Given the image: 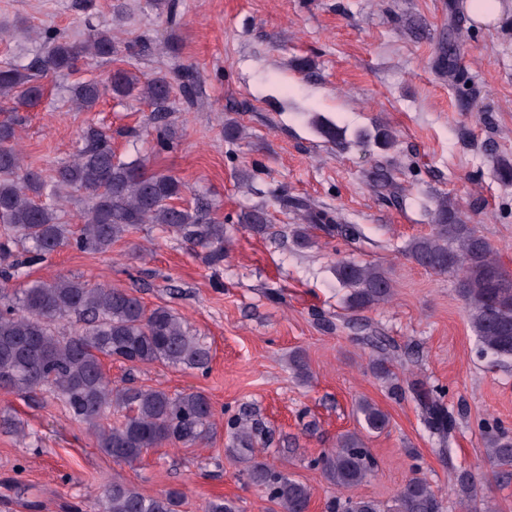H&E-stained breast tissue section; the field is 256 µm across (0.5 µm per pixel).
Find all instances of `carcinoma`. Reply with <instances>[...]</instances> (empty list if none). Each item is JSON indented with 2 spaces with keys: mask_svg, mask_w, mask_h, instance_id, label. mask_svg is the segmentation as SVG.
<instances>
[{
  "mask_svg": "<svg viewBox=\"0 0 512 512\" xmlns=\"http://www.w3.org/2000/svg\"><path fill=\"white\" fill-rule=\"evenodd\" d=\"M39 37L44 52L28 67L0 65V101L29 105L43 93L37 73H75L88 56L116 62L132 49V43L116 41L112 30L92 26L81 44H72L49 29L39 32ZM462 42L460 29L453 27L442 40V48L455 56ZM110 85L115 96L139 90L153 107V123L166 118L172 92L168 76L143 80L119 67ZM100 97L94 80L78 81L71 88V101L83 110H92ZM17 125L13 117L0 121L1 280L20 277L24 265L41 263L63 247L107 252L141 224H161L208 249L211 262L224 260V224L198 209L179 205L185 185L174 176L148 171L142 159L117 157L111 136L102 128L88 126L72 159L60 165L48 181L41 172L24 167L13 145ZM315 126L336 149L344 148L343 134L335 125L317 120ZM71 189L84 190L89 196L81 224L74 231L62 219ZM289 206L307 220L293 231L297 246L310 243L311 225L330 235L360 237L356 226L336 224L328 212L299 199L290 200ZM431 222L429 234L407 245V256L436 273L456 274L482 351L512 358V272L496 259L494 248L477 226L462 221L459 207L448 197L436 201ZM239 223L255 234L269 230L268 213L261 207L242 212ZM335 274L347 290L344 304L349 311L370 308L392 295L389 272L379 264L339 261ZM69 319L78 328L70 336L60 334L56 324ZM105 358L132 364L161 362L204 372L211 352L172 309L160 305L149 309L125 288L58 277L29 282L10 293L0 291V390L20 396L42 390L51 393L74 421L86 425L97 448L116 462L132 463L164 443L192 446L209 436L214 409L205 394L114 387L103 370ZM444 397L440 388L420 395L424 421L443 439L452 429ZM111 412L120 414L118 423H106ZM358 413L363 429L370 433H380L388 425L387 414L368 400L360 402ZM226 426L241 445L239 459L245 464L247 479L264 491L278 512H305L312 497L309 486L257 459L253 429L239 418L228 417ZM487 446L494 465L512 466V436L496 430L487 434ZM311 465L336 489L346 490L363 481L374 459L361 435L352 432L339 439L337 448L311 460ZM476 483L468 471L453 478L459 504L466 512L475 504ZM180 502L177 490L151 496L115 480L99 502V512H177ZM327 508L328 512H381L375 501L351 497L334 498ZM438 508L434 491L420 477L409 479L397 494L398 512H438Z\"/></svg>",
  "mask_w": 512,
  "mask_h": 512,
  "instance_id": "obj_1",
  "label": "carcinoma"
}]
</instances>
